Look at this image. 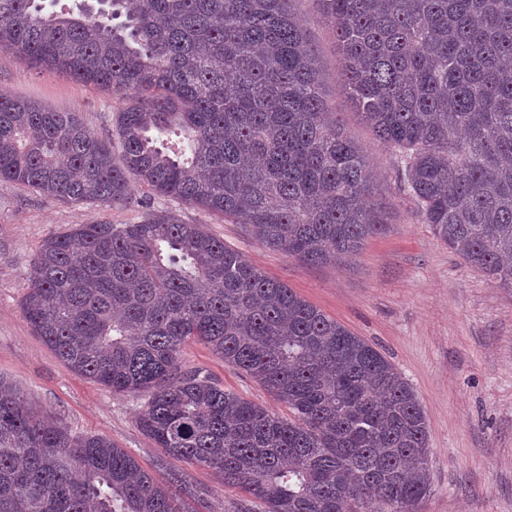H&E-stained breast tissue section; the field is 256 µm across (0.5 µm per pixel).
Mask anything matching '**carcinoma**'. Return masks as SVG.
<instances>
[{
	"instance_id": "carcinoma-1",
	"label": "carcinoma",
	"mask_w": 512,
	"mask_h": 512,
	"mask_svg": "<svg viewBox=\"0 0 512 512\" xmlns=\"http://www.w3.org/2000/svg\"><path fill=\"white\" fill-rule=\"evenodd\" d=\"M317 2L336 86L399 159L423 222L512 289V0ZM292 3L0 0V50L127 100L116 158L76 113L0 95V181L112 206L133 176L298 261L357 254L386 224ZM22 312L71 371L148 394L137 425L237 489L231 512H417L429 492L426 419L402 373L201 224L149 210L50 234ZM191 342L288 416L183 366ZM179 494L202 497L0 378V512H181Z\"/></svg>"
}]
</instances>
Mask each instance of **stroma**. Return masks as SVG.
Here are the masks:
<instances>
[{
    "instance_id": "stroma-1",
    "label": "stroma",
    "mask_w": 512,
    "mask_h": 512,
    "mask_svg": "<svg viewBox=\"0 0 512 512\" xmlns=\"http://www.w3.org/2000/svg\"><path fill=\"white\" fill-rule=\"evenodd\" d=\"M294 10L324 63L326 98L369 161L386 231L342 263L313 265L266 249L244 225L156 196L138 181L132 184V203L115 206L65 202L0 181V377L73 432L107 437L165 479L158 467L162 449L136 423L144 397L112 393L72 372L34 334L21 311L24 284L48 234L94 220L136 223L143 216L137 202L148 198L155 209L206 225L268 277L377 348L404 375L428 428L431 487L419 512H512V290L468 267L423 223L401 186L395 155L336 86L339 48L317 0H295ZM0 93L77 113L103 138L111 136L124 105L119 93L35 69L1 50ZM181 362L203 369L248 400L286 411L254 379L203 344H187ZM176 467L206 492L197 512H228L235 489L197 463L180 461Z\"/></svg>"
}]
</instances>
